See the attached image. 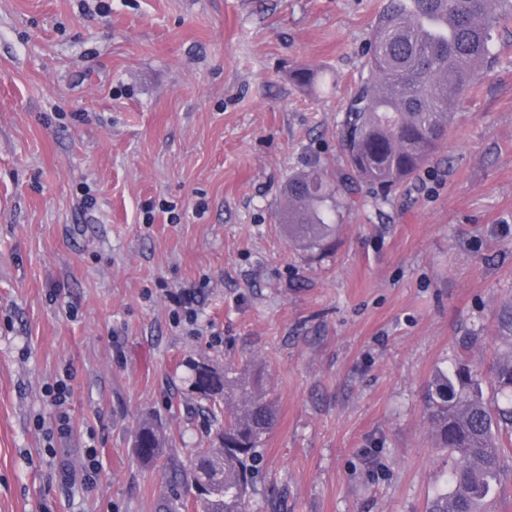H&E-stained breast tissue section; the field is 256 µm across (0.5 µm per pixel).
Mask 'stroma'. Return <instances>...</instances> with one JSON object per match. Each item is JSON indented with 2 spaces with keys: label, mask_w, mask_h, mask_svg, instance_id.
<instances>
[{
  "label": "stroma",
  "mask_w": 512,
  "mask_h": 512,
  "mask_svg": "<svg viewBox=\"0 0 512 512\" xmlns=\"http://www.w3.org/2000/svg\"><path fill=\"white\" fill-rule=\"evenodd\" d=\"M382 2L0 0V512H156L133 433L150 414L182 454L209 443L200 358L264 373L262 512H425L451 465L435 372L468 340L512 350V21L434 159L311 253L283 187L342 171ZM91 448L99 480H67ZM69 389L65 380L57 381L56 387L49 389L47 397H50L52 405L59 409L57 415V431L59 434H66L69 431V416L65 410H62V406L66 402Z\"/></svg>",
  "instance_id": "obj_1"
}]
</instances>
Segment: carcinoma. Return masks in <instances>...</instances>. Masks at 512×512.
Instances as JSON below:
<instances>
[{
  "instance_id": "obj_1",
  "label": "carcinoma",
  "mask_w": 512,
  "mask_h": 512,
  "mask_svg": "<svg viewBox=\"0 0 512 512\" xmlns=\"http://www.w3.org/2000/svg\"><path fill=\"white\" fill-rule=\"evenodd\" d=\"M511 17L512 0H383L367 75L340 122L346 171L331 177L313 167L288 179L279 221L293 241L311 252L328 248L358 183L386 195L431 160L460 100L496 63L492 29ZM193 388L224 422L218 447L199 446L185 458L150 419L133 436L139 462L166 478L157 512H252L257 449L275 424L264 378L247 363L222 369L203 361L193 365ZM426 409L432 438L454 460L426 512H488L505 444L512 445V356L486 374L458 356L451 371L435 375Z\"/></svg>"
}]
</instances>
